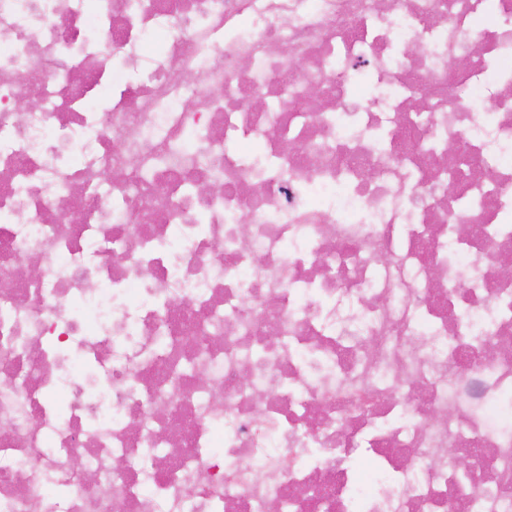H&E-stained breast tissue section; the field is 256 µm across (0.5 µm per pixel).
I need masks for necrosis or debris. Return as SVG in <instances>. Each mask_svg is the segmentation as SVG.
Wrapping results in <instances>:
<instances>
[{
  "label": "necrosis or debris",
  "mask_w": 512,
  "mask_h": 512,
  "mask_svg": "<svg viewBox=\"0 0 512 512\" xmlns=\"http://www.w3.org/2000/svg\"><path fill=\"white\" fill-rule=\"evenodd\" d=\"M503 263L512 0H0V512H512Z\"/></svg>",
  "instance_id": "obj_1"
}]
</instances>
